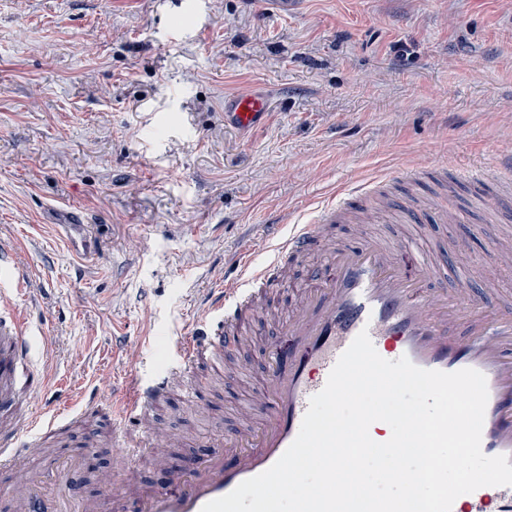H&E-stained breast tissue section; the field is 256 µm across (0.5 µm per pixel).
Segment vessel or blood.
I'll list each match as a JSON object with an SVG mask.
<instances>
[{
	"instance_id": "b4317fda",
	"label": "vessel or blood",
	"mask_w": 512,
	"mask_h": 512,
	"mask_svg": "<svg viewBox=\"0 0 512 512\" xmlns=\"http://www.w3.org/2000/svg\"><path fill=\"white\" fill-rule=\"evenodd\" d=\"M268 113L260 94L224 101V123L235 129L258 124ZM471 181L484 188L480 203L498 217L512 210V176L499 188L488 187L486 175ZM432 197L413 189L370 197L350 191L337 200L321 202L307 224L292 225L270 244L262 263L240 256L234 274L209 289L194 319L190 335L178 338L176 360L152 380L130 365L121 370L122 390L110 410L114 445L124 448L130 472L124 492L97 501L69 495L72 463L57 466L53 493L34 479L23 483L18 512H201L242 481L271 467L296 438L310 398L325 385L340 355L360 332H368L377 351L393 361L407 357L429 370L455 372L472 368L487 381L488 403L482 429L485 455L512 459V309L500 311L502 294L473 300L467 289H449L429 256H421L415 272H406L398 250L414 244L413 236L397 240L363 233L353 245L333 241L339 224H382L389 212L401 223L423 222L433 208ZM327 252L325 267L309 272L299 297L288 312L285 331L291 345L274 352L267 373L257 382L252 410L255 426L228 435L223 446L198 459L181 475L175 488L147 486L137 472L158 464L170 441L160 427L145 420L172 393L186 399L195 394L199 366L211 372L224 369V353L251 327L256 308H271L274 286L286 281L289 267L319 252ZM45 289L35 279L17 247L0 242V468L15 456L36 458L69 417L64 410L51 419L33 409L47 381L35 367L28 305ZM466 338H458L459 326ZM143 423L131 434L129 421ZM451 512H512V486L482 487L458 497Z\"/></svg>"
}]
</instances>
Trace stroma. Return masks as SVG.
I'll return each mask as SVG.
<instances>
[{
	"mask_svg": "<svg viewBox=\"0 0 512 512\" xmlns=\"http://www.w3.org/2000/svg\"><path fill=\"white\" fill-rule=\"evenodd\" d=\"M268 95L264 125H224V100ZM512 157V0H0V238L48 288L30 318L38 368L71 390L38 404L118 396L133 361L168 365L176 331L227 261L267 256L268 227L310 221L319 199L404 160L460 213L430 212L416 251L448 267L473 299L512 294L480 230L487 214L462 167ZM85 225L91 254L73 248ZM285 316L226 359L233 377L201 382V411L167 399L157 420L183 445L144 482L171 485L202 449L253 414L236 380L287 348ZM105 413L60 428L41 459L80 460L76 490L123 451L101 437Z\"/></svg>",
	"mask_w": 512,
	"mask_h": 512,
	"instance_id": "35a3bbf8",
	"label": "stroma"
}]
</instances>
